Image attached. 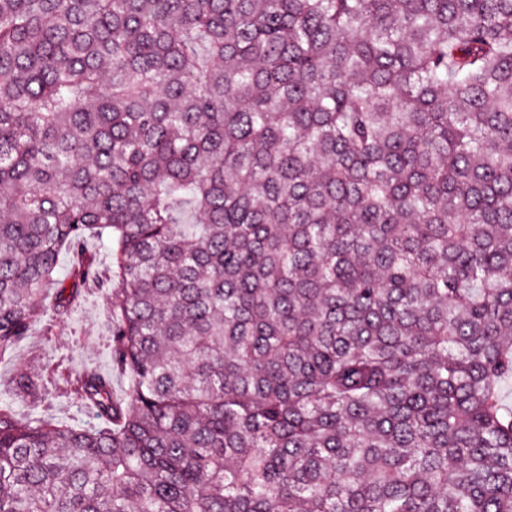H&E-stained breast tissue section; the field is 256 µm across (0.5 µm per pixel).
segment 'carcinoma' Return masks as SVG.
I'll list each match as a JSON object with an SVG mask.
<instances>
[{
    "instance_id": "1",
    "label": "carcinoma",
    "mask_w": 512,
    "mask_h": 512,
    "mask_svg": "<svg viewBox=\"0 0 512 512\" xmlns=\"http://www.w3.org/2000/svg\"><path fill=\"white\" fill-rule=\"evenodd\" d=\"M95 236L0 512H512V0H0V357ZM111 326L112 307L107 291L87 287L80 305L58 326L54 336H43L38 326L12 356L1 359L0 390H12L20 375L36 372L59 359H65L76 372L92 368L111 373V359L104 346ZM45 413L56 420L74 426H83L90 420L86 410L75 406L71 400L61 397L59 393L56 395V400L53 401L52 405L45 409Z\"/></svg>"
}]
</instances>
